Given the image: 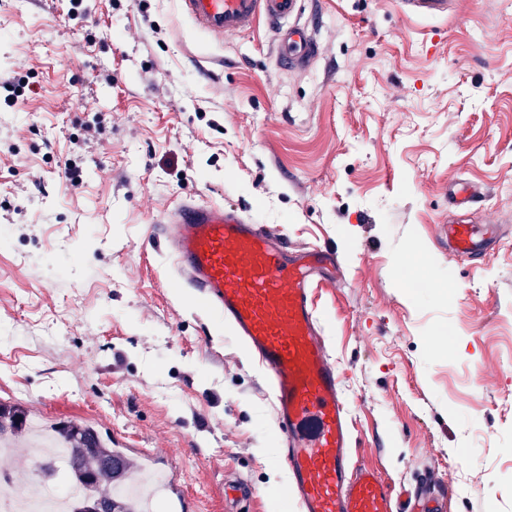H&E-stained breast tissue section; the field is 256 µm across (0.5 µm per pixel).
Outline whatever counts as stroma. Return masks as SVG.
<instances>
[{
	"mask_svg": "<svg viewBox=\"0 0 512 512\" xmlns=\"http://www.w3.org/2000/svg\"><path fill=\"white\" fill-rule=\"evenodd\" d=\"M298 19L301 72L267 26L215 39L177 0H0V403L151 452L177 512H298L262 370L157 225L193 197L342 267L318 318L357 459L446 512H512V7ZM457 178L486 191L470 211ZM456 220L502 235L463 260ZM238 482L255 497L225 499ZM485 193L483 188L463 179L448 183V201L459 207H470L479 202Z\"/></svg>",
	"mask_w": 512,
	"mask_h": 512,
	"instance_id": "obj_1",
	"label": "stroma"
}]
</instances>
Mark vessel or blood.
<instances>
[{
  "mask_svg": "<svg viewBox=\"0 0 512 512\" xmlns=\"http://www.w3.org/2000/svg\"><path fill=\"white\" fill-rule=\"evenodd\" d=\"M182 15L211 37L247 33L272 24L288 68L317 59L316 42L291 26L300 0H179ZM406 13L447 16L448 0H401ZM484 196L463 179L450 181L448 201L470 207ZM163 222L175 263L213 312L229 323L266 371L282 433L288 483L283 498L300 512H415L414 502L435 496L421 489L395 495L372 468L352 457L351 418L327 353L312 288L341 276L333 256L316 248L289 249L237 210L189 200ZM454 256L479 253L497 236L493 224L451 223L445 228Z\"/></svg>",
  "mask_w": 512,
  "mask_h": 512,
  "instance_id": "vessel-or-blood-1",
  "label": "vessel or blood"
}]
</instances>
